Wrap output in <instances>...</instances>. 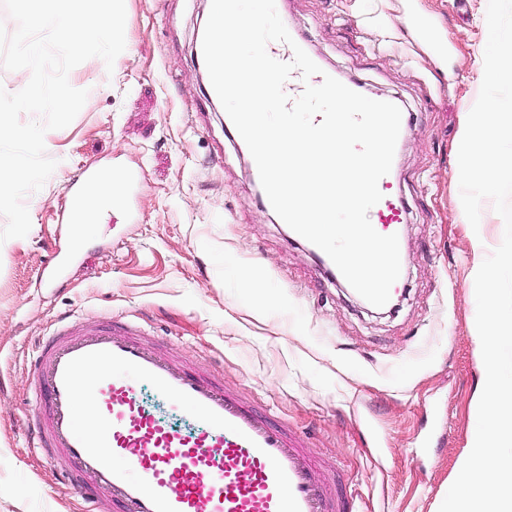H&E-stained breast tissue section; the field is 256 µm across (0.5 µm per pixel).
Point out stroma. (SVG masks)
<instances>
[{
	"instance_id": "obj_1",
	"label": "stroma",
	"mask_w": 512,
	"mask_h": 512,
	"mask_svg": "<svg viewBox=\"0 0 512 512\" xmlns=\"http://www.w3.org/2000/svg\"><path fill=\"white\" fill-rule=\"evenodd\" d=\"M488 0H281L310 50L369 98L411 115L397 154L406 290L365 309L267 211L193 56L211 0H125L126 47L70 84L87 100L45 135L57 162L24 198L26 237L0 244V512H82L25 436L29 360L69 315L124 316L148 342L245 395L307 437L355 512H439L477 423L484 368L472 234L496 249L483 201L461 220L458 150L475 104ZM129 169L128 206L102 213L80 248L61 205L80 169ZM71 252L48 282L54 249ZM250 269L247 288L237 271Z\"/></svg>"
}]
</instances>
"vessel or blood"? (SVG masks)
<instances>
[{"label": "vessel or blood", "mask_w": 512, "mask_h": 512, "mask_svg": "<svg viewBox=\"0 0 512 512\" xmlns=\"http://www.w3.org/2000/svg\"><path fill=\"white\" fill-rule=\"evenodd\" d=\"M99 179L94 169L79 173L63 222L79 221ZM379 189L382 198L368 217L378 233L390 235L404 208L393 175ZM141 334L122 316L60 323L40 343L28 374L43 402L28 436L86 504L105 493L119 512H348L333 478L306 461L304 436ZM146 386L161 394L165 409L187 415L190 428H173L144 403ZM89 403L101 423L96 431L79 421Z\"/></svg>", "instance_id": "b4317fda"}]
</instances>
